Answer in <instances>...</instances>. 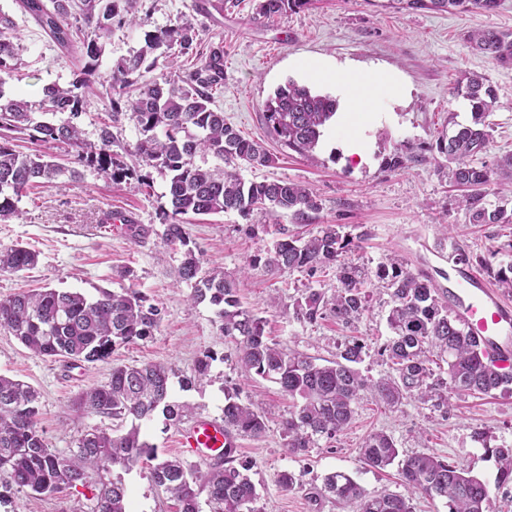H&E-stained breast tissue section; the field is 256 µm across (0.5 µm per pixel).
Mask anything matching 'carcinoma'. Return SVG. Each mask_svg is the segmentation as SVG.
Wrapping results in <instances>:
<instances>
[{"label": "carcinoma", "instance_id": "carcinoma-1", "mask_svg": "<svg viewBox=\"0 0 512 512\" xmlns=\"http://www.w3.org/2000/svg\"><path fill=\"white\" fill-rule=\"evenodd\" d=\"M311 0H255L253 19H270L299 10ZM21 12L69 54L84 62L67 86L56 84L42 90L39 109L71 119L57 123L36 117L33 104L6 96L0 78V222L17 214L16 202L28 188L75 176L77 170L60 164L56 157L39 150L22 153L14 148L9 133H29L33 141L51 145L66 143L76 150L75 163L115 181L133 175L139 168H153L168 175L170 209L162 212L163 239L186 247L180 278L193 284L191 301H207L217 307L220 331L237 345L238 362L245 373L269 379L294 400V410L283 421L293 454L312 447L320 438L332 440L354 418V405L369 390L390 407L413 398L434 407L448 405V385L461 393L489 395L512 391V373L493 370L475 340L448 316V304L425 277L405 269L396 259L381 263L375 277L392 289L387 318L392 337L384 354L395 375L373 383L361 376L355 364L361 361V346L346 345L338 360L318 364L315 359L284 348L269 339L267 320L243 306L236 282L222 273L202 269L200 259L188 248L184 217L236 212L243 217L256 210L273 219L291 211L304 217L319 204L305 185L286 181H246L239 170L269 167L275 156L260 143L243 138L224 122V113L211 107L213 92L224 85V47L199 54L196 67L162 81L133 80L141 74L147 56L162 51L172 63L197 46L198 31L191 19L148 35L145 45L122 59L109 80L108 116L98 131V141L89 142L74 123L82 112L84 90L93 84L102 46L100 39L112 30V20L129 16L136 21L137 0H17ZM393 10L463 11L489 14L499 0H382ZM75 16L83 25L68 23ZM16 24L0 12V73L11 74L17 55L11 40ZM475 51L501 66L512 65V32L477 29L468 35ZM455 93L469 102L471 119L455 124L437 140L438 153L455 163L448 169L449 181L462 192L461 204L473 224H512V209L487 202L485 187L494 171L475 157L492 136L487 118L497 108L490 81L468 73ZM336 100L317 95L293 82L268 98L264 120L275 138L289 149L308 155L318 144L323 127L336 114ZM135 121L140 138L132 152L137 161L128 166L112 150V124L123 117ZM198 155H210L220 165L195 163ZM341 226L326 224L305 239L282 232V238L250 260L263 263L269 272L305 271L336 267V292L308 287L294 299L298 320L314 322L325 313L345 324L358 320L366 307V272L344 258L353 243ZM38 254L21 245L0 248V272L17 273L35 266ZM162 321V310L130 289L102 288L88 299L78 292L40 288L0 299V329L17 338L34 354L55 359L93 361L109 357L118 345L152 335ZM436 349L448 356L446 383L434 378L428 353ZM40 393L30 385L0 375V478L31 496L52 495L78 485L93 486L96 493L88 512H129L127 488L122 473L141 462L150 463L152 482L170 495L178 512H201L199 497L206 494L210 512H263L256 507L258 494L250 478L233 465L240 436L261 437L265 415L252 403L239 401L235 393L224 399V458L205 467L180 458L158 459L155 448L141 434L138 422L162 409L168 420L181 421L186 406L169 400V370L157 363L112 367L109 380L81 391L73 403L80 411L110 417L132 418L136 423L123 432L94 429L83 434L77 447L58 454L47 447L38 428ZM363 462L377 469L398 464L404 485L414 493L448 499L449 512H487L488 486L467 476L448 461L431 454L399 458L393 439L383 432L368 434L361 445ZM498 483H512V448H497ZM334 497L353 507V512H414L410 498L392 492L367 493L343 471L327 474L323 486L310 501Z\"/></svg>", "mask_w": 512, "mask_h": 512}]
</instances>
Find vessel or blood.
Returning <instances> with one entry per match:
<instances>
[{
	"instance_id": "b4317fda",
	"label": "vessel or blood",
	"mask_w": 512,
	"mask_h": 512,
	"mask_svg": "<svg viewBox=\"0 0 512 512\" xmlns=\"http://www.w3.org/2000/svg\"><path fill=\"white\" fill-rule=\"evenodd\" d=\"M442 294L451 318L477 342L501 372L512 371V304L491 288L481 271L448 252L447 284ZM180 448L192 456L211 461L224 454V424L199 418L179 432Z\"/></svg>"
}]
</instances>
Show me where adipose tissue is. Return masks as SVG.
Returning a JSON list of instances; mask_svg holds the SVG:
<instances>
[{
    "mask_svg": "<svg viewBox=\"0 0 512 512\" xmlns=\"http://www.w3.org/2000/svg\"><path fill=\"white\" fill-rule=\"evenodd\" d=\"M296 66L309 84L332 86L340 111L359 116L363 129L375 122L372 102L386 99L395 103L407 95L406 87L397 80L372 77L328 60H300Z\"/></svg>",
    "mask_w": 512,
    "mask_h": 512,
    "instance_id": "obj_1",
    "label": "adipose tissue"
}]
</instances>
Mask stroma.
Instances as JSON below:
<instances>
[{
  "mask_svg": "<svg viewBox=\"0 0 512 512\" xmlns=\"http://www.w3.org/2000/svg\"><path fill=\"white\" fill-rule=\"evenodd\" d=\"M216 0H139L137 22L113 23L102 42L96 84L84 99L77 124L84 138L97 141L105 117V83L116 64L139 51L146 33L192 19L203 47L224 49V86L215 109L240 135L262 143L276 157L274 166L242 169L248 180H282L308 186L319 204L306 220L285 212L279 223L253 212L194 218L187 227L192 248L204 270L234 278L244 306L268 320L273 339L317 360L339 357L351 339L363 345L358 369L375 381L392 372L381 349L391 336L387 315L392 305L383 283L369 284L370 297L361 318L347 326L333 317L309 323L293 315V302L307 287L333 294L335 269L307 275L299 271L270 273L251 268L249 258L271 247L282 233L308 235L324 224L343 225L356 236L350 257L368 270L387 258L399 259L407 270L424 274L435 244L453 243L462 253L484 259L493 275L512 261V224H472L457 192L442 172L447 160L435 148L452 121L467 122L470 110L454 87L466 71L485 75L495 88L499 106L490 117L492 138L479 159L487 165L512 153V66L502 67L469 47L466 37L479 28L512 32V0H500L490 14L393 12L375 0H312L308 8L280 17L253 20V0H240L217 10ZM17 27L18 68L6 79L7 93L32 102L44 86L68 85L82 67L79 57L64 54L16 0H0ZM331 59L380 76H394L409 89L405 103L363 133L362 158L346 156L345 140L355 122L328 127L307 158L282 146L270 133L264 104L287 82L303 84L297 60ZM403 164L393 167L394 156ZM167 181L152 168L142 178L111 181L92 169L81 177H61L28 189L15 217L0 223V247L19 243L38 254L37 265L16 274H0V299L29 289L50 287L88 297L98 289L128 288L159 305L164 318L152 336L117 346L105 360L83 361L69 368L35 355L7 331L0 330V374L24 381L40 393L38 427L49 448L58 453L75 447L81 434L94 428L112 430L107 417L76 410L72 401L87 388L107 382L113 366L160 363L170 371L172 399L187 404L186 418L222 417L224 395L255 404L265 414L261 438L238 440L237 465L259 493L263 512H352L334 498L312 505L307 494L321 488L333 471L350 474L368 493H404L397 466L378 470L365 465L360 446L374 431L389 435L401 454L442 457L483 480L490 491L489 512H512V484L497 482L494 449L512 447V393L472 396L449 391L447 408L409 398L390 409L364 396L355 406L350 427L337 439H319L303 454L291 453L282 422L290 402L277 385L245 375L236 359V345L219 330L214 309L193 303L192 286L178 277L185 248L167 245L160 215L168 207ZM147 228L131 237L124 218ZM130 276H121L123 267ZM211 354L205 377H197L199 358ZM297 479L283 491L282 472ZM132 512H175L173 500L151 481L148 469L125 473ZM94 493L76 487L51 496L7 492L0 512H85Z\"/></svg>",
  "mask_w": 512,
  "mask_h": 512,
  "instance_id": "obj_1",
  "label": "stroma"
}]
</instances>
